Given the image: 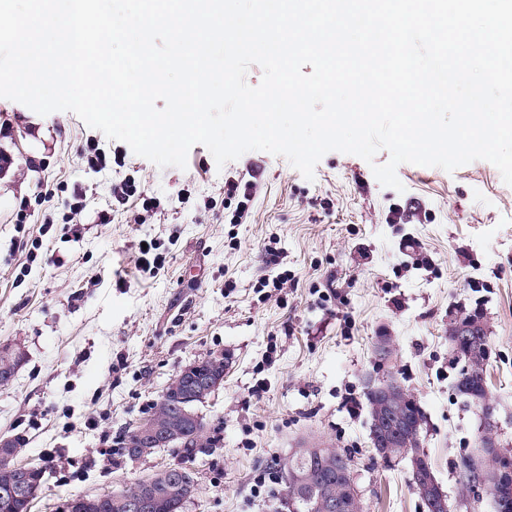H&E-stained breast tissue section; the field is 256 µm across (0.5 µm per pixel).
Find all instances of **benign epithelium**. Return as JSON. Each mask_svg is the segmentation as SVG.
Masks as SVG:
<instances>
[{"label":"benign epithelium","mask_w":512,"mask_h":512,"mask_svg":"<svg viewBox=\"0 0 512 512\" xmlns=\"http://www.w3.org/2000/svg\"><path fill=\"white\" fill-rule=\"evenodd\" d=\"M453 340V362L468 366L479 359L478 350L473 343L472 328L460 321L451 327ZM393 344L389 337L380 336L375 345V357L379 366H385L392 358ZM20 364L19 354L8 348H0V365L6 370V377L11 379ZM224 361L221 359L204 358L184 368L176 381L167 385L161 393L157 404L162 412L150 416L134 427L131 436L126 438L122 447L125 453L133 458L144 457L159 448L181 450V441L189 429L200 432L201 418L194 410L198 402L204 401L224 382ZM365 394L372 405H381L384 412L373 418L370 423V438L377 448L401 444L405 448L423 445L419 415L413 416L401 411L403 405L418 406L416 399L406 390L404 385L390 373L377 374L366 380ZM498 423L494 412L482 410V429L476 441L479 448H497L495 437ZM18 453L17 442L13 437L0 436V466L12 475L10 489L12 495L24 504L33 502L43 491V475L41 468L25 467L14 463ZM421 456L410 454V470L418 484L422 485L420 501L423 512H448L446 495L430 468L420 462ZM163 477L173 484L181 486L186 496L195 490V482L190 472L183 467H171L165 470ZM347 480L352 493L329 496L320 501L322 512H352L354 505L362 503L363 494L356 488L355 476L347 473ZM157 479L149 478L138 482L132 494L115 492L96 497L101 499L115 498L123 505L125 512H149L156 498ZM488 497L492 500L496 512H512V484L501 482L488 487L479 486L472 490L475 501Z\"/></svg>","instance_id":"1"}]
</instances>
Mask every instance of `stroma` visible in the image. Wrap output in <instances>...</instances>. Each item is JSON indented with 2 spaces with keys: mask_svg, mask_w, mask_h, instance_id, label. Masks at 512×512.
I'll return each instance as SVG.
<instances>
[{
  "mask_svg": "<svg viewBox=\"0 0 512 512\" xmlns=\"http://www.w3.org/2000/svg\"><path fill=\"white\" fill-rule=\"evenodd\" d=\"M39 157H13L0 183V346L23 361L0 383V434L17 463L45 469L30 512H64L74 496L133 486L168 467L194 472L183 512H284L280 467L300 442L352 457L370 512H422L407 462L375 453L365 382L374 343L418 400L424 451L448 512H494L459 476L481 427L453 390L451 323L479 311L497 440L512 451V187L490 162L453 172L405 163L404 192L382 186L359 156L330 152L306 180L289 162L250 151L217 167L201 144L186 169L161 168L69 111L41 117ZM103 148L107 174L88 170ZM254 176L248 212L228 182ZM137 192L113 201L123 178ZM86 194L80 238L66 230L74 190ZM111 209L112 221L97 213ZM163 259L136 264L142 241ZM275 252L280 265L266 264ZM284 284H275V277ZM224 382L195 410L193 457L161 449L130 460L117 443L166 385L203 358Z\"/></svg>",
  "mask_w": 512,
  "mask_h": 512,
  "instance_id": "1",
  "label": "stroma"
}]
</instances>
